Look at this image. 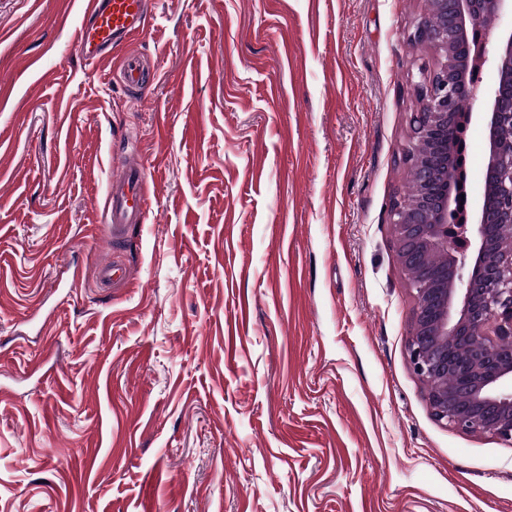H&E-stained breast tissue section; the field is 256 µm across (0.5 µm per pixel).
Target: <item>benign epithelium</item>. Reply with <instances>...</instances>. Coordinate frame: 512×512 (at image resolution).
<instances>
[{"instance_id": "7a95c632", "label": "benign epithelium", "mask_w": 512, "mask_h": 512, "mask_svg": "<svg viewBox=\"0 0 512 512\" xmlns=\"http://www.w3.org/2000/svg\"><path fill=\"white\" fill-rule=\"evenodd\" d=\"M512 14V0H428L412 41L441 51L432 75L415 83L422 108L411 118L405 149L410 195L392 209L396 255L415 298L408 350L414 372L428 385L433 415L468 433H490L512 443V30L497 40L495 78L477 119L488 131L485 180L502 202L497 217L486 208L488 188L474 197L472 262L458 257L459 230L448 224V118L472 96L468 59L460 49L469 33ZM502 222L489 238L484 225ZM436 271L423 274L427 259Z\"/></svg>"}]
</instances>
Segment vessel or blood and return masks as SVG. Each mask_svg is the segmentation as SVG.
<instances>
[{"mask_svg":"<svg viewBox=\"0 0 512 512\" xmlns=\"http://www.w3.org/2000/svg\"><path fill=\"white\" fill-rule=\"evenodd\" d=\"M152 21L148 0H83L82 22L78 29L76 50L91 72H98L112 58V49L130 36L147 29ZM123 81L131 90L146 88L150 78L146 61L138 55L126 56L122 64ZM150 172L144 164L125 169L109 182L106 196L104 235L120 243L132 224L149 211L143 191ZM103 285L116 288L126 283V268L117 261H105L98 267Z\"/></svg>","mask_w":512,"mask_h":512,"instance_id":"b4317fda","label":"vessel or blood"}]
</instances>
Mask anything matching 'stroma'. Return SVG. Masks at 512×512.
<instances>
[{"label": "stroma", "mask_w": 512, "mask_h": 512, "mask_svg": "<svg viewBox=\"0 0 512 512\" xmlns=\"http://www.w3.org/2000/svg\"><path fill=\"white\" fill-rule=\"evenodd\" d=\"M81 7L0 0V512H512V444L437 421L408 357L425 0H152L140 93ZM152 173L144 164L125 169L123 174L109 182L106 196L104 237L113 247L125 238L132 224H137L149 212V201L143 186ZM100 282L104 285L112 284V288H121L126 283V268L123 263L107 260L98 266Z\"/></svg>", "instance_id": "35a3bbf8"}]
</instances>
